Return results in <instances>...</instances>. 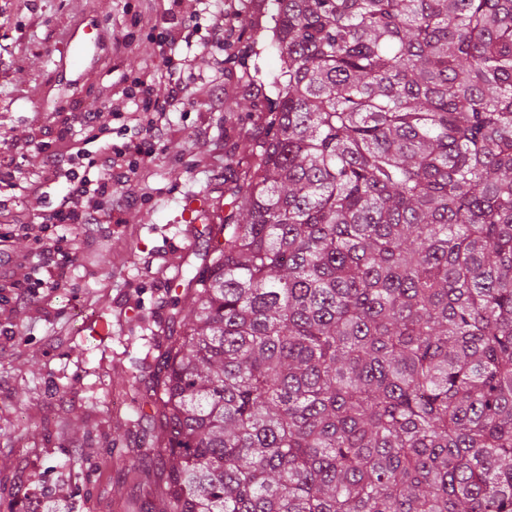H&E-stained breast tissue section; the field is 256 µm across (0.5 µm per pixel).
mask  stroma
I'll use <instances>...</instances> for the list:
<instances>
[{
	"label": "stroma",
	"mask_w": 512,
	"mask_h": 512,
	"mask_svg": "<svg viewBox=\"0 0 512 512\" xmlns=\"http://www.w3.org/2000/svg\"><path fill=\"white\" fill-rule=\"evenodd\" d=\"M125 0H0V152L25 148L17 173L0 175V195L38 213L25 177L41 155L30 140L56 142L61 125L85 140L72 102L110 123L104 87L138 66L159 63L156 43L142 36L138 53L115 52L125 26ZM238 10L230 47L210 46L213 14ZM162 18L189 26L193 47L184 72L188 96L173 104L172 132L162 143L145 202L121 223L74 228L73 259L52 304L38 297L19 308L0 333V512H25L49 493L60 512H128L140 480L164 478L152 439L160 429L145 400L159 374L165 338L191 306L184 281L203 269L210 227L198 224L185 252L184 217L192 197L230 212V169L252 162L264 138V111L280 72L271 43L275 0H154ZM82 28L96 38L82 65L68 56ZM238 102L226 117L228 102ZM107 292H99L100 280Z\"/></svg>",
	"instance_id": "stroma-1"
}]
</instances>
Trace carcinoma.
<instances>
[{"mask_svg": "<svg viewBox=\"0 0 512 512\" xmlns=\"http://www.w3.org/2000/svg\"><path fill=\"white\" fill-rule=\"evenodd\" d=\"M150 394L160 512H512V0H277Z\"/></svg>", "mask_w": 512, "mask_h": 512, "instance_id": "1", "label": "carcinoma"}]
</instances>
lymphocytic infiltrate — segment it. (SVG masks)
I'll return each mask as SVG.
<instances>
[{"instance_id":"obj_1","label":"lymphocytic infiltrate","mask_w":512,"mask_h":512,"mask_svg":"<svg viewBox=\"0 0 512 512\" xmlns=\"http://www.w3.org/2000/svg\"><path fill=\"white\" fill-rule=\"evenodd\" d=\"M143 31L153 34L161 52V63L168 74L166 97H155L158 77L148 66L139 68L134 77L110 85L107 93L113 119L138 130L140 141L108 144L89 158V172L85 175L73 168L76 154L40 146L44 163L41 171L29 176L26 189L34 197L44 184L65 181L67 189L58 205L28 218L14 214L11 199L0 198V216L11 219L9 233L0 232V263L8 267L7 272H0V282L14 289L16 302L27 301L36 287L56 290L72 259L66 226L111 223L113 211L126 203L125 186L146 177V160L155 156L158 143L170 134L167 105L188 93L187 85L177 74L185 61L174 55L176 46L186 39L185 30L178 26H159L156 14L142 6L132 14L129 29L117 37L116 49L127 55L135 54L139 48L138 35ZM14 235L28 242V252L9 249L8 242ZM42 270L47 273L43 279L38 276Z\"/></svg>"}]
</instances>
